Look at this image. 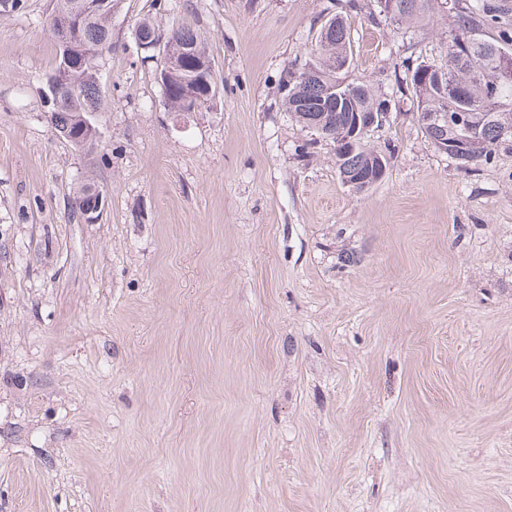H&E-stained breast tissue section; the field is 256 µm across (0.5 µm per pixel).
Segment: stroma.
Masks as SVG:
<instances>
[{
    "mask_svg": "<svg viewBox=\"0 0 512 512\" xmlns=\"http://www.w3.org/2000/svg\"><path fill=\"white\" fill-rule=\"evenodd\" d=\"M361 2L343 76L391 97L362 192L280 91L336 0H119L84 150L46 117L51 0L0 17V512H512V153L439 152L393 83L446 24ZM146 17L205 42L199 111ZM165 34L167 35L166 38L173 37L183 44L190 46L189 57L191 56L196 59L204 55L210 58L205 43L191 27L184 25L172 27L168 29ZM210 59H198L195 70L202 72L204 75L214 70L213 62ZM193 68L192 61L186 58L178 57L171 63V69L173 71L172 77L165 92L163 90L165 102L170 111L185 112L192 104V102L188 104L187 99H195L194 94L196 95V99L200 102V107H202L210 100L209 88L212 87L213 94L218 88V79L215 70L212 76L206 77L207 81H203V75L196 73L192 70ZM185 83L196 85L194 94L191 92L187 93V98L185 97ZM196 110H198L197 102H193L187 112H196ZM139 45L142 49H144V51L159 50L160 53L162 54L163 65L161 66V69L159 70V73H158V79H159L161 85L166 84L169 80L168 74H167V69H166V62L168 61V59L173 56H179L181 54L188 52L187 49H185L184 47H182L181 45H179L178 43H176L172 40H170L169 42L164 41L163 39L159 40V41L158 40H153V41L144 40L143 42H140L138 44V46Z\"/></svg>",
    "mask_w": 512,
    "mask_h": 512,
    "instance_id": "1",
    "label": "stroma"
}]
</instances>
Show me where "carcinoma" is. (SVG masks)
<instances>
[{"mask_svg": "<svg viewBox=\"0 0 512 512\" xmlns=\"http://www.w3.org/2000/svg\"><path fill=\"white\" fill-rule=\"evenodd\" d=\"M86 0H55L52 17L63 27L72 30L75 54L70 60L74 69L91 65L83 47L104 50L112 37V14H90L85 10ZM392 12L379 8L378 14L398 24L414 21L430 24L437 21L436 0H386ZM508 11L503 4L492 0H451L448 13L454 14V22L448 26V43L444 63L438 65L446 86L458 91V99L434 81L422 82L418 78L419 67L405 66L404 74L396 78L397 86L412 91V106L420 112H475L479 125L477 140L469 152L455 155L453 159L464 166L494 162L498 152L512 153V134L504 130L512 127V31L503 22ZM335 28L320 35L318 53L322 57L317 70L319 77L298 80L303 71L288 72V83L296 91L292 97L283 98L286 109L298 123L310 128L319 123L338 132L347 126L355 112H378L384 101L365 84L356 85L357 93L350 100L326 106L321 103L325 91L344 83L336 68V61L352 55L350 30L343 16L333 17ZM499 29L493 38L487 34L490 28ZM138 29L157 37L167 35L190 46L189 58H176L171 63L172 77L164 92L167 107L172 112H184L189 108L185 97V85L194 84V94L200 104L209 101V89L218 88L217 75L207 78L193 70L192 60L208 55L205 43L189 26H177L161 33L155 25L144 20ZM100 106L98 83H84L75 92H64L51 106L52 123L56 127L77 129L75 118L79 113H94ZM376 156L368 142H363L353 152H336L339 173L360 176L365 173L369 159Z\"/></svg>", "mask_w": 512, "mask_h": 512, "instance_id": "1", "label": "carcinoma"}]
</instances>
